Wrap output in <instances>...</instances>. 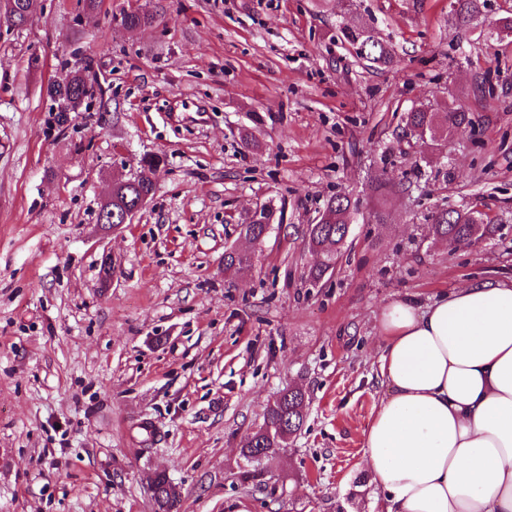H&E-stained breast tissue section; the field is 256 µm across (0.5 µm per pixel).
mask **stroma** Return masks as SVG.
<instances>
[{
  "label": "stroma",
  "instance_id": "35a3bbf8",
  "mask_svg": "<svg viewBox=\"0 0 512 512\" xmlns=\"http://www.w3.org/2000/svg\"><path fill=\"white\" fill-rule=\"evenodd\" d=\"M137 7L153 26L116 23ZM344 21L393 64L359 61ZM76 70L99 92L62 123L46 88ZM420 103L491 121L419 170L402 117ZM146 154L156 194L103 228L113 179ZM380 178L409 186L382 223ZM340 193L354 221L313 286L306 228ZM264 206L251 274L226 275L239 215ZM446 207L499 231L438 239ZM511 280L512 41L464 32L451 0H36L25 27L0 25V512H152L159 471L180 512H376L362 434L387 392L382 308ZM290 388L301 430L247 461Z\"/></svg>",
  "mask_w": 512,
  "mask_h": 512
}]
</instances>
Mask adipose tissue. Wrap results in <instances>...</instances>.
Wrapping results in <instances>:
<instances>
[{"mask_svg": "<svg viewBox=\"0 0 512 512\" xmlns=\"http://www.w3.org/2000/svg\"><path fill=\"white\" fill-rule=\"evenodd\" d=\"M387 387L363 433L379 512H512V282L381 311Z\"/></svg>", "mask_w": 512, "mask_h": 512, "instance_id": "obj_1", "label": "adipose tissue"}]
</instances>
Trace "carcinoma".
<instances>
[{
  "instance_id": "1",
  "label": "carcinoma",
  "mask_w": 512,
  "mask_h": 512,
  "mask_svg": "<svg viewBox=\"0 0 512 512\" xmlns=\"http://www.w3.org/2000/svg\"><path fill=\"white\" fill-rule=\"evenodd\" d=\"M13 2V7L5 11V18L13 19V26L22 27L28 23L31 12L30 0H5ZM485 0H454L456 25L468 31L485 24L482 19ZM121 26L136 29L154 22V15L147 10L126 11L115 18ZM344 41L355 50L358 58L376 66H388L393 56L389 47L376 38L364 26H344L340 29ZM49 98L57 104L59 117L65 111H75L83 99L95 95L80 72H75L64 84L51 83L47 87ZM405 125L419 132L417 140L432 151L442 155L448 142L467 131L473 133L478 120L471 112L461 108H448L446 112H435L427 104L413 107L405 117ZM156 186L149 179L135 174L118 178L112 182V223L121 222L122 215L134 208H142V198L155 194ZM274 211L264 207L261 212H253L239 218L243 232L253 240L261 236L265 222L272 220ZM430 231L440 239H450L457 243L472 245L490 237L495 232L492 224L485 222L484 214L474 209H441L431 216ZM353 222V207L350 198L344 194L331 197L315 224L307 225L306 236L309 248L322 255L319 264L307 272V280L312 285L319 284L333 273L336 260L346 243L349 224ZM253 268L252 255L246 251L224 254V272L232 276H244ZM304 394L299 390H289L267 406L264 426L248 437L243 445L246 458L258 462L276 454L286 444L288 437L297 433L303 425ZM181 496L171 493V480L163 473L155 474L152 480L153 512H180Z\"/></svg>"
}]
</instances>
